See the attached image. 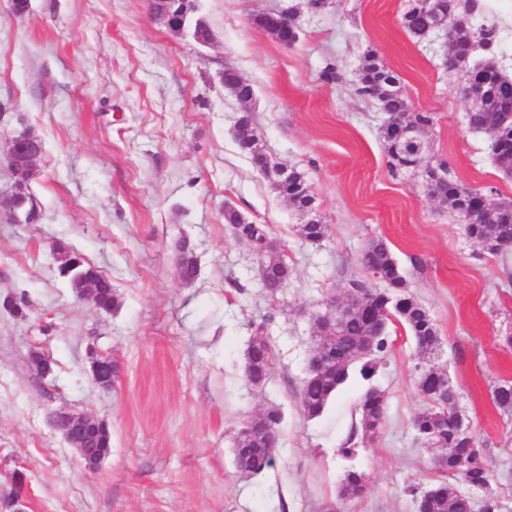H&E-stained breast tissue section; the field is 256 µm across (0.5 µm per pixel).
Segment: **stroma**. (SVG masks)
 Returning <instances> with one entry per match:
<instances>
[{"label": "stroma", "instance_id": "stroma-1", "mask_svg": "<svg viewBox=\"0 0 512 512\" xmlns=\"http://www.w3.org/2000/svg\"><path fill=\"white\" fill-rule=\"evenodd\" d=\"M410 4L197 0L194 17L211 34L201 44L152 18L148 0H29L21 15L0 0V200L15 190L13 138L28 131L44 145L27 184L38 220L0 207V300L23 302L18 314L0 307V512H414L420 490L446 475L415 439L427 362L408 330L389 321L372 381L350 377L318 417L299 406L314 318L349 279L371 280L360 256L375 239L433 319L441 344L430 363L458 391L491 491L512 512V416L493 400L512 381V251L484 253L427 195L421 168L390 170L385 115L356 93L363 56L376 52L411 109L433 116L423 166L447 161L454 179L512 200L490 134L465 123L443 33L419 39L403 28ZM479 4L470 21L495 28L494 59L512 77V0ZM284 11L300 26L291 46L252 22ZM228 68L254 89L250 110L272 163L305 173L313 212L274 193L238 150ZM228 207L284 250L291 276L277 295L261 284L253 245L225 224ZM313 217L327 226L317 243L296 232ZM183 239L199 263L189 285L177 274ZM61 245L111 281V312L60 276ZM260 325L273 366L255 386L244 363ZM36 354L50 374L37 372ZM96 356L120 366L111 388L91 377ZM371 386L384 394L385 424L348 460L340 450L361 430L358 404ZM271 407L283 414L276 464L243 477L238 432ZM59 412L108 424L100 467L67 445ZM349 468L367 488L345 500Z\"/></svg>", "mask_w": 512, "mask_h": 512}]
</instances>
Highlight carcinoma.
Listing matches in <instances>:
<instances>
[{"label":"carcinoma","mask_w":512,"mask_h":512,"mask_svg":"<svg viewBox=\"0 0 512 512\" xmlns=\"http://www.w3.org/2000/svg\"><path fill=\"white\" fill-rule=\"evenodd\" d=\"M461 3L459 0H432V8L412 4L402 16V24L407 32L417 37L427 36V32L441 24H449L452 49L446 63L453 69L455 62L470 58L476 52L494 53L496 30L476 27L463 30L458 28ZM253 24L283 39L285 24L279 14H258ZM478 70L484 94L468 113V126L474 130L492 129L498 131V143L492 149L496 163H512V79L487 67V63L474 65ZM224 89L242 105L249 103L254 96L253 86L243 80L232 68L224 70ZM357 92L368 101L376 102L386 113L387 121L382 125V138L389 163L396 170L408 169L419 163L423 157L427 135L433 125L429 112H414L410 109L399 79L378 58L369 51L365 53L359 74ZM409 123L416 130L417 145H404L397 136L398 127ZM233 139L241 153L251 161L261 173L267 175L279 172V166L269 161L260 145L261 134L252 113H240L233 130ZM15 178L16 192L12 195L11 210L24 212L25 222L36 219V210L24 192L30 179L31 169L11 165ZM275 192L296 205L301 210H311L314 200L311 186L304 173L288 171V178H276L272 182ZM426 192L448 206L466 226L467 235L478 242L482 250L496 257L512 248V201L489 200L485 207L475 212L472 208L477 191L451 178H440L426 173ZM254 243L262 257V284L268 293L276 295L287 283L291 269L288 263L279 259L277 252L263 248V230L256 225L242 229ZM297 232L304 240L316 243L324 239L327 225L319 221H309L298 225ZM361 264L370 270L381 283L382 288H374L360 279H352L349 290L362 296L363 301L347 317L337 321L328 314L316 316L319 330V344L329 349L332 362L318 376L307 377L299 395L302 413L309 418L322 414L329 399L343 385L350 374L358 375L369 382L376 375L386 352L388 341L382 328L396 317L407 327L414 338L417 353L430 354L439 344V336L433 319L411 295L405 292L406 281L388 246L382 240L368 244L361 255ZM177 266L179 276L186 284L198 276V260L193 247L186 241L178 246ZM59 274L66 278L72 291L79 295L89 283L98 282V304L102 310L117 305V297L112 283L94 267L86 264L75 253L67 264L59 267ZM273 364L272 347L264 326H258L251 336L245 356V376L256 386L269 378ZM419 387L430 400L429 407L413 420L417 439L423 445L445 449L435 460L436 466L451 475L459 474L467 484L485 490L490 485V476L481 459L470 432H462L453 426L454 393L444 386L440 372L428 367L421 370ZM494 402L503 412L512 415V382H505L494 389ZM385 400L381 391L369 388L359 403L361 416V438L347 439L348 447L341 449L343 457L350 459L357 455L358 445L372 440L380 434L385 418ZM282 423V413L277 407L247 420L240 429L234 453L236 469L245 476L261 474L275 465L272 439ZM111 447V438L97 435L89 430L87 443L78 450L82 458H87L98 449ZM366 489L365 475L351 469L346 472L340 494L345 498L360 496ZM434 494L429 499L415 503L416 512H474L471 498L463 495L457 487L446 481L433 486Z\"/></svg>","instance_id":"carcinoma-1"}]
</instances>
